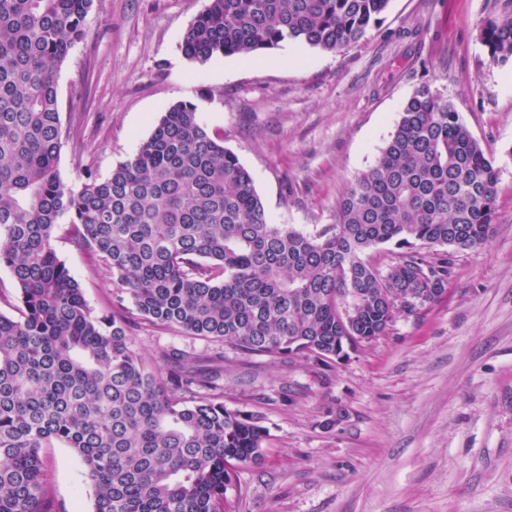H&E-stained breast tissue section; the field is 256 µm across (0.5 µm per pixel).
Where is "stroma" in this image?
I'll return each instance as SVG.
<instances>
[{"label":"stroma","instance_id":"obj_1","mask_svg":"<svg viewBox=\"0 0 512 512\" xmlns=\"http://www.w3.org/2000/svg\"><path fill=\"white\" fill-rule=\"evenodd\" d=\"M207 0H95L58 78L60 176L104 179L179 101L198 105L248 169L271 222L334 221L346 185L373 165L421 87L459 113L500 170L494 231L454 256L447 292L326 369L273 362L124 313L146 357L192 353L224 403L261 416L263 464L242 466L232 512H512V66L481 34L505 0H390L380 25L340 52L298 42L244 61L188 60L182 36ZM57 227L55 249L94 314L115 288L93 250ZM340 408L335 427L322 423ZM57 512H92L85 465L44 451Z\"/></svg>","mask_w":512,"mask_h":512}]
</instances>
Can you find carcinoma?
Here are the masks:
<instances>
[{
	"label": "carcinoma",
	"instance_id": "1",
	"mask_svg": "<svg viewBox=\"0 0 512 512\" xmlns=\"http://www.w3.org/2000/svg\"><path fill=\"white\" fill-rule=\"evenodd\" d=\"M390 0H207L185 56L255 58L285 41L339 52ZM94 0H0V512H56L43 449H73L92 512H226L236 469L270 433L224 405L185 353L163 367L134 345L124 296L152 325L249 356L326 368L445 292L454 254L484 246L498 169L453 106L424 86L376 162L303 232L270 222L249 171L180 101L105 179H61L57 79ZM492 65L512 62V11L487 21ZM101 257L116 308L95 316L57 255L61 220ZM397 249L381 270L369 259ZM0 292H2V301L0 302V313L8 316L15 315L12 304L16 305L17 290L9 275V272L0 268Z\"/></svg>",
	"mask_w": 512,
	"mask_h": 512
}]
</instances>
